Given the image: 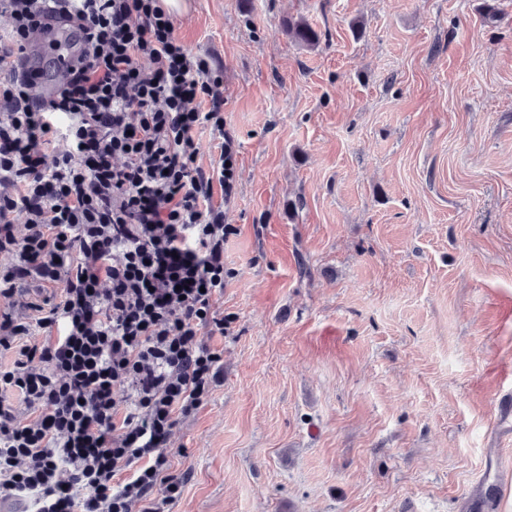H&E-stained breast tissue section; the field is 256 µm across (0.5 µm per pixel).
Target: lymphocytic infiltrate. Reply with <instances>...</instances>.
I'll use <instances>...</instances> for the list:
<instances>
[{"label": "lymphocytic infiltrate", "instance_id": "obj_1", "mask_svg": "<svg viewBox=\"0 0 512 512\" xmlns=\"http://www.w3.org/2000/svg\"><path fill=\"white\" fill-rule=\"evenodd\" d=\"M0 13V503L163 512L184 484L168 438L221 372L198 329L224 331V83L161 0H0ZM63 25L74 59L46 99L26 51ZM202 127L222 136L208 169Z\"/></svg>", "mask_w": 512, "mask_h": 512}]
</instances>
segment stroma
<instances>
[{"label":"stroma","instance_id":"35a3bbf8","mask_svg":"<svg viewBox=\"0 0 512 512\" xmlns=\"http://www.w3.org/2000/svg\"><path fill=\"white\" fill-rule=\"evenodd\" d=\"M186 3L236 169L169 512H464L512 451V0ZM284 26L289 35L307 47H315L319 43V34L303 19H288Z\"/></svg>","mask_w":512,"mask_h":512}]
</instances>
